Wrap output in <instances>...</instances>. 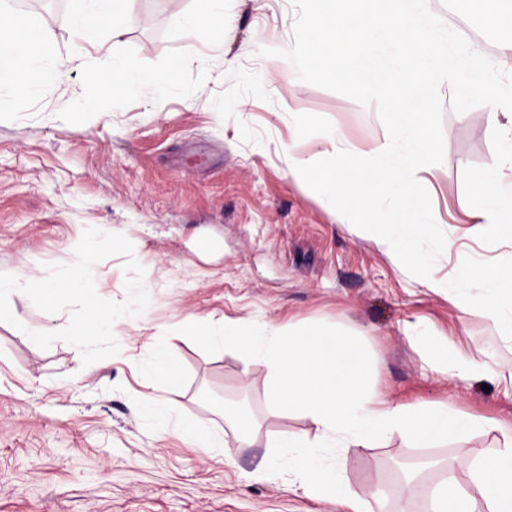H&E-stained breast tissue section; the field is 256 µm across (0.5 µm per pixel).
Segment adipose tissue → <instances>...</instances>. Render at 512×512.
I'll return each mask as SVG.
<instances>
[{
	"label": "adipose tissue",
	"instance_id": "ef3b65f1",
	"mask_svg": "<svg viewBox=\"0 0 512 512\" xmlns=\"http://www.w3.org/2000/svg\"><path fill=\"white\" fill-rule=\"evenodd\" d=\"M453 3L460 15H476L490 27L512 32V0ZM69 17L75 40L103 30L117 40L131 22L129 0H69ZM178 22L201 38L223 42L224 0H201L199 9L180 16ZM51 40L43 25L23 17L7 0H0V88L9 90L16 105H24L39 86L65 77V67L48 68L42 63ZM102 56L88 77L100 96L111 101L145 85L171 87L178 78L173 69L158 74L129 69L107 49ZM76 255L75 270L51 283L0 271V302L29 299L49 310L61 296L92 287L95 250L81 244ZM197 336L202 342L228 345L264 362L270 382L269 410L301 414L316 428L312 437L284 434L280 445L288 454L270 461L269 469L288 470L306 494L331 495L344 512H366L368 497L379 496L380 491L341 482L335 465L318 460L317 449L346 452L380 444L395 435L424 448L491 425L490 420L445 404H400L386 399L373 383L374 365L363 343L336 326L302 331L274 327L261 336L253 325L236 321L225 323L219 332L204 325ZM428 358L439 373L460 380L491 375L484 361L446 341L429 343ZM403 491L408 495L428 494L430 512H512V437L492 455L474 463L468 484L448 474L432 489L409 481Z\"/></svg>",
	"mask_w": 512,
	"mask_h": 512
}]
</instances>
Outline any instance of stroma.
I'll use <instances>...</instances> for the list:
<instances>
[{
	"label": "stroma",
	"instance_id": "35a3bbf8",
	"mask_svg": "<svg viewBox=\"0 0 512 512\" xmlns=\"http://www.w3.org/2000/svg\"><path fill=\"white\" fill-rule=\"evenodd\" d=\"M196 6L131 0L133 15L149 22L114 47L146 72L181 63L169 92L147 86L86 112L96 45L71 62L68 11L49 7L31 16L54 33L45 62L66 65L65 80L21 108L0 89V270L57 280L75 265V243L97 246L93 287L50 312L20 300L0 306V512H337L291 475L268 473L281 434L314 427L269 411L264 363L189 330L229 320L340 326L360 334L387 399L496 421L435 448L396 436L340 457L345 482L383 489L368 512H428L425 498L399 494L411 469L427 486L447 469L466 480L512 427V340L480 310H460L447 292L422 285L289 174V156H331L336 136L366 152L386 136L375 107L290 82L279 58L257 56L292 40L291 0H224L230 32L221 45L176 24ZM428 7L491 62L512 57V35L458 14L451 0ZM441 93L445 155L427 191L458 247L434 265L449 280L459 256L512 258V243L487 245L468 232L462 172L493 154L487 109L457 113L449 86ZM293 111L312 113V127L298 131ZM90 299L111 307L116 325L79 343L72 333ZM32 327L45 342L29 339ZM432 339L478 351L492 377L462 384L437 374L426 359ZM148 341L165 346L176 383L150 375ZM139 395L166 403L172 419L201 420L215 447L138 416ZM228 406L255 418L254 446L238 442Z\"/></svg>",
	"mask_w": 512,
	"mask_h": 512
}]
</instances>
